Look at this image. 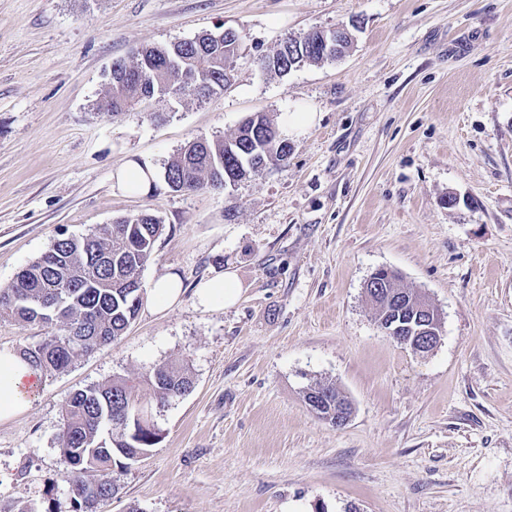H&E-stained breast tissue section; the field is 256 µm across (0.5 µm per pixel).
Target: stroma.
<instances>
[{
  "mask_svg": "<svg viewBox=\"0 0 512 512\" xmlns=\"http://www.w3.org/2000/svg\"><path fill=\"white\" fill-rule=\"evenodd\" d=\"M341 25L339 60L254 63ZM224 28L242 48L222 94L162 122L93 110L113 60ZM255 112L315 113L287 166L192 194L122 181ZM140 211L164 224L144 286L175 273L188 293L0 423V506L73 512L69 398L180 362L193 389L153 406L160 441L113 468L103 512H512V0H0V287L60 234ZM382 267L439 311L432 352L379 327ZM229 268L238 302L199 307L191 288ZM316 381L351 400L344 427L305 405Z\"/></svg>",
  "mask_w": 512,
  "mask_h": 512,
  "instance_id": "35a3bbf8",
  "label": "stroma"
}]
</instances>
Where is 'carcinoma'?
Segmentation results:
<instances>
[{
  "instance_id": "obj_1",
  "label": "carcinoma",
  "mask_w": 512,
  "mask_h": 512,
  "mask_svg": "<svg viewBox=\"0 0 512 512\" xmlns=\"http://www.w3.org/2000/svg\"><path fill=\"white\" fill-rule=\"evenodd\" d=\"M298 43L305 51L289 56L288 67L269 72L283 76L304 63L334 61L351 47L344 37L329 50L316 30L298 38ZM239 55L240 36L234 29L227 36L222 31L204 33L145 47L130 62H112L96 110L117 117L146 109L154 101L202 102L224 91L227 69L235 68ZM290 151L274 121L255 112L230 138L201 136L186 142L159 174L142 162L139 167L152 191L161 181L172 192H195L223 187L227 171L244 167L256 174L269 165H285ZM162 231V220L152 213L123 216L94 234L60 235L47 252L23 267L8 287L0 289V317L48 328L39 343L22 350L25 359L50 376L78 356L123 336L142 305L130 286L142 281ZM368 299L378 320L404 325L412 317L410 309L393 311L372 292ZM142 383L159 405L193 388L187 365L163 364L140 381L116 377L75 392L67 402L60 451L70 466L68 485L75 512H97L99 505L111 501L118 493L113 466L138 462L159 442V429L139 394ZM313 390L326 398L324 413L348 402L332 383L316 382Z\"/></svg>"
}]
</instances>
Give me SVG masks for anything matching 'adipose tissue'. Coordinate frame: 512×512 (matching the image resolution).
<instances>
[{
	"mask_svg": "<svg viewBox=\"0 0 512 512\" xmlns=\"http://www.w3.org/2000/svg\"><path fill=\"white\" fill-rule=\"evenodd\" d=\"M240 283L235 272L225 271L198 283L194 297L203 309L227 308L240 297ZM42 380L17 351L0 350V422L11 420L27 410Z\"/></svg>",
	"mask_w": 512,
	"mask_h": 512,
	"instance_id": "1",
	"label": "adipose tissue"
}]
</instances>
